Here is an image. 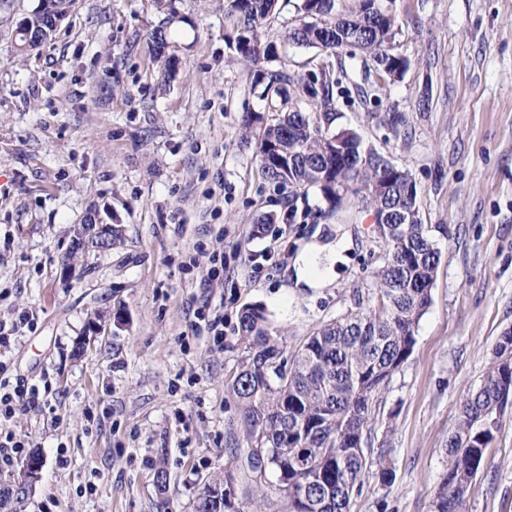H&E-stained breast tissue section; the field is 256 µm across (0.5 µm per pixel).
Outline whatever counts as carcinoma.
<instances>
[{
    "mask_svg": "<svg viewBox=\"0 0 512 512\" xmlns=\"http://www.w3.org/2000/svg\"><path fill=\"white\" fill-rule=\"evenodd\" d=\"M278 2L227 0L236 31L232 47L255 68L254 82L263 85L266 100L265 111L246 113L242 125L257 133L260 169L269 182L317 188L329 204V216L343 195L387 215L379 236L386 255L374 272L380 306L325 325L291 353L262 308H243L237 335L225 340L240 353L227 391L244 427L247 467L257 480L271 476L288 497L291 512H350L367 468L363 445L370 404L413 353L440 251L419 219L420 190L410 172L365 146L355 131L337 126L335 92L363 97L365 88L358 82L351 90L342 86L330 58L358 59L367 73L390 83L401 80L411 62L394 52L402 29L399 15L385 10L384 0H352L345 10L336 9V0H302L288 40L317 50L303 76L263 68L277 56L276 44L263 39L261 29L276 16ZM75 3L40 0L17 22L18 51L28 52L29 33L51 41L58 31L52 18L67 16ZM169 44L162 21L150 30L148 48L154 59L166 62L164 82L172 78ZM299 93L308 98L305 109ZM325 127L333 129L332 136L323 135ZM509 405L512 330L500 336L483 382L462 405L432 512H465L468 489L499 431L486 423L500 419ZM0 492V512H20L25 488L1 485ZM195 512H240L231 480L204 485Z\"/></svg>",
    "mask_w": 512,
    "mask_h": 512,
    "instance_id": "cac0c4a2",
    "label": "carcinoma"
}]
</instances>
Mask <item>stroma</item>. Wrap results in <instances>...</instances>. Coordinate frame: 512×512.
<instances>
[{
    "mask_svg": "<svg viewBox=\"0 0 512 512\" xmlns=\"http://www.w3.org/2000/svg\"><path fill=\"white\" fill-rule=\"evenodd\" d=\"M37 4L13 0L12 22H0V319L28 315L7 364L40 391L38 407L7 423L43 461L25 512H194L203 485L227 475L246 512H290L232 458L242 428L229 423L225 386L237 352L195 333L193 307L208 303L230 336L242 308L260 306L292 350L377 309L371 273L385 250L372 211L353 199L323 219L318 189L292 196L263 178L242 128L262 102L228 47L226 0H175L168 17L155 0H78L56 38L23 56L14 22ZM279 7L263 31L278 46L269 67L305 72L313 50L286 37L295 0ZM396 8L409 70L387 86L370 75L369 102L340 97L336 110L410 171L441 257L414 351L373 401L350 512H431L462 403L512 329V0ZM164 19L177 67L166 87L146 45ZM391 109L410 136L387 124ZM92 211L121 239L68 257ZM274 237L279 250L253 266ZM218 249L224 271L211 278ZM94 318L109 332L90 341ZM466 512H512V407Z\"/></svg>",
    "mask_w": 512,
    "mask_h": 512,
    "instance_id": "1",
    "label": "stroma"
}]
</instances>
